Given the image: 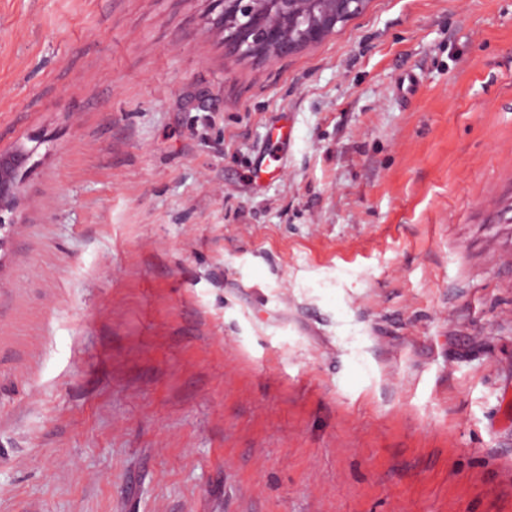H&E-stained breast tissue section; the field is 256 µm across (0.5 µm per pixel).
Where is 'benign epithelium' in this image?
I'll return each instance as SVG.
<instances>
[{
  "mask_svg": "<svg viewBox=\"0 0 512 512\" xmlns=\"http://www.w3.org/2000/svg\"><path fill=\"white\" fill-rule=\"evenodd\" d=\"M226 53L261 60L292 56L316 46L338 27L363 14L370 0H214ZM30 157L19 148L0 152V250L10 242L19 185L17 173Z\"/></svg>",
  "mask_w": 512,
  "mask_h": 512,
  "instance_id": "obj_1",
  "label": "benign epithelium"
}]
</instances>
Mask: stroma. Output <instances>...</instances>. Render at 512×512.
I'll use <instances>...</instances> for the list:
<instances>
[{"label":"stroma","instance_id":"1","mask_svg":"<svg viewBox=\"0 0 512 512\" xmlns=\"http://www.w3.org/2000/svg\"><path fill=\"white\" fill-rule=\"evenodd\" d=\"M217 15L0 0V512H512V0ZM226 53L261 60L292 56L363 14L370 0H213ZM30 157V152L19 148L7 153L0 152V251L10 242L14 227V211L17 205L19 185L17 173ZM10 214L8 219L5 214Z\"/></svg>","mask_w":512,"mask_h":512}]
</instances>
